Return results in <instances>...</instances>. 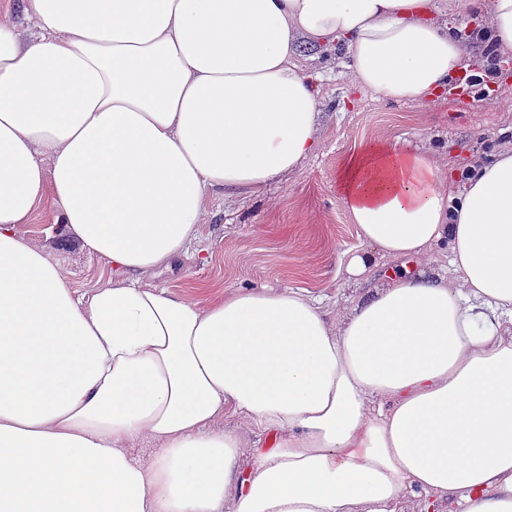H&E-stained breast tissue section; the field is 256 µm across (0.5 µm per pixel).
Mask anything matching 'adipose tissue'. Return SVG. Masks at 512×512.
I'll list each match as a JSON object with an SVG mask.
<instances>
[{"label":"adipose tissue","instance_id":"obj_1","mask_svg":"<svg viewBox=\"0 0 512 512\" xmlns=\"http://www.w3.org/2000/svg\"><path fill=\"white\" fill-rule=\"evenodd\" d=\"M22 9L26 41L0 12V512H404L412 492L419 512H512V150L463 180L430 148L350 156L338 190L366 248L345 273L415 267L349 306L155 281L213 195L263 192L317 152L301 46L420 102L463 69L450 16L478 12L512 51V0ZM49 192L112 271L90 293L18 230ZM441 246L457 282L429 262Z\"/></svg>","mask_w":512,"mask_h":512}]
</instances>
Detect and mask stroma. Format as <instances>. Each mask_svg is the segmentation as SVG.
Instances as JSON below:
<instances>
[{"label":"stroma","instance_id":"1","mask_svg":"<svg viewBox=\"0 0 512 512\" xmlns=\"http://www.w3.org/2000/svg\"><path fill=\"white\" fill-rule=\"evenodd\" d=\"M304 72L317 76L326 117L315 155L263 195L235 201L215 196L198 225L190 256L175 273L159 277L160 286L184 291L206 286L210 294L227 288H294L321 298L326 309L355 301L359 287L339 271L344 254L363 249L340 198L336 173L345 158L378 140L408 143L441 153L450 168L464 170L474 158L490 159L512 144V99L479 97L478 87L464 95L448 92L416 103L385 101L351 85L350 61L329 64L302 49L295 58ZM53 195H45L22 235L48 241L78 293L91 292L111 276L97 258L60 234L52 224Z\"/></svg>","mask_w":512,"mask_h":512}]
</instances>
